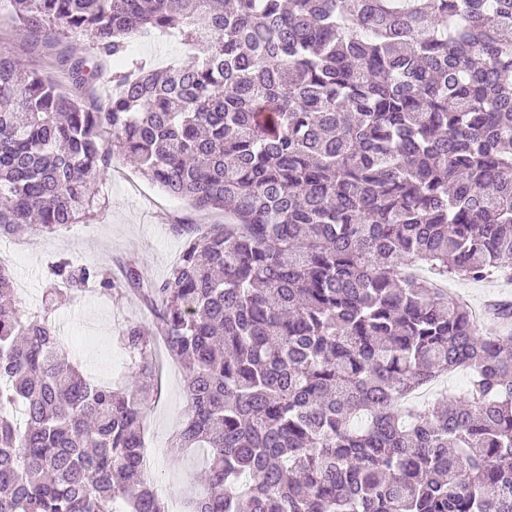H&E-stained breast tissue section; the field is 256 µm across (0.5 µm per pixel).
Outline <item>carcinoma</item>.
<instances>
[{"label": "carcinoma", "instance_id": "carcinoma-1", "mask_svg": "<svg viewBox=\"0 0 512 512\" xmlns=\"http://www.w3.org/2000/svg\"><path fill=\"white\" fill-rule=\"evenodd\" d=\"M88 103L0 47V238L86 220L114 157L232 224H177L134 277L128 386L79 370L51 314L109 274L62 257L38 307L0 266V512H169L142 421L155 342L185 370L186 512H512V302L417 276L512 281V0H7ZM97 54L88 57L79 38ZM199 45L155 68L138 37ZM463 371V393L407 395Z\"/></svg>", "mask_w": 512, "mask_h": 512}]
</instances>
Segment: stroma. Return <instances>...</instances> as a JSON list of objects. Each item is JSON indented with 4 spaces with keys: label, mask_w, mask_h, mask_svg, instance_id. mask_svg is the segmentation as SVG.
I'll use <instances>...</instances> for the list:
<instances>
[{
    "label": "stroma",
    "mask_w": 512,
    "mask_h": 512,
    "mask_svg": "<svg viewBox=\"0 0 512 512\" xmlns=\"http://www.w3.org/2000/svg\"><path fill=\"white\" fill-rule=\"evenodd\" d=\"M32 43V38L17 33L8 15L0 14V45L9 48L24 69L70 87L71 81L57 67L53 51L33 48ZM196 53V48L170 38H142L133 44L134 58L158 67ZM98 189L101 207L86 222L52 234L0 239V252L10 257L16 298L27 308L38 306L46 286L47 267L58 257L82 258L118 281L125 280L130 272L144 280L158 281L168 275L184 247L183 238L173 230L174 224L224 221L223 213L200 212L185 200L166 194L121 158L113 160ZM448 287L477 309L493 299L512 301V283L506 281L455 280ZM150 320L141 301L123 289L109 296L86 293L52 315L57 333L87 374L119 387L127 381L129 357L118 336L125 325ZM158 368L160 396L145 413L144 446L156 489L177 510L183 497L199 488L206 453L200 448L172 452L171 441L186 409L184 373L179 364L166 358L159 361Z\"/></svg>",
    "instance_id": "obj_1"
}]
</instances>
